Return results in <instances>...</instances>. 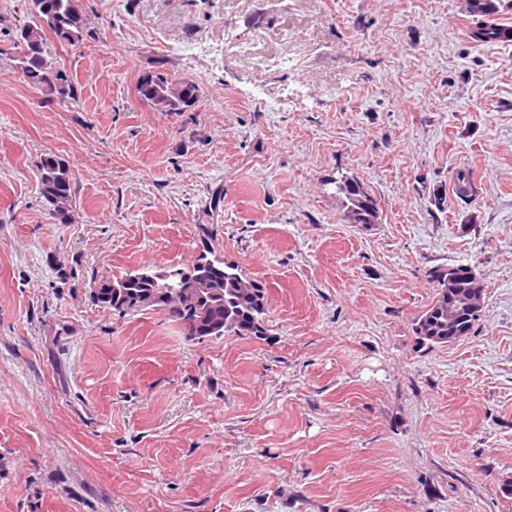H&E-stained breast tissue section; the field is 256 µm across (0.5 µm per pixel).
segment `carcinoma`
<instances>
[{
    "label": "carcinoma",
    "instance_id": "1",
    "mask_svg": "<svg viewBox=\"0 0 512 512\" xmlns=\"http://www.w3.org/2000/svg\"><path fill=\"white\" fill-rule=\"evenodd\" d=\"M31 17L13 29V49L16 67L32 81L44 79L48 72L49 48L46 32L69 45H75L88 35V19L75 0H30ZM139 97L151 104L158 112H185L198 99L196 85L154 73L150 81H138ZM39 189L42 197L52 207L54 217L65 224L70 220L73 208L71 173L63 160L46 157L40 167ZM347 205L346 216L352 224H374L379 218L376 200L364 191L361 184H344L341 187ZM209 270V296L205 301L204 314L195 318L194 306L182 301L165 305L163 311L178 323L187 336L194 339L221 338L229 335L263 336L268 313L267 288L255 279L242 275L235 266L214 257ZM124 276L99 280L96 298L111 308H119L118 295L129 300L148 292L153 287L149 279L132 283L117 290L112 283H120ZM436 283L432 302L417 316L414 334L424 345L448 343V323L455 320L466 326L471 333L480 315L469 310V286L464 280L455 285L453 296H448V269L434 273Z\"/></svg>",
    "mask_w": 512,
    "mask_h": 512
}]
</instances>
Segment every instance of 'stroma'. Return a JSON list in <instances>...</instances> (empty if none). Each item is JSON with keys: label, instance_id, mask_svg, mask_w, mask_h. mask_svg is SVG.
Here are the masks:
<instances>
[{"label": "stroma", "instance_id": "1", "mask_svg": "<svg viewBox=\"0 0 512 512\" xmlns=\"http://www.w3.org/2000/svg\"><path fill=\"white\" fill-rule=\"evenodd\" d=\"M76 2L64 100L18 72L29 4L0 0V512H512V40L476 39L470 0ZM245 39L296 68L246 66ZM148 70L197 103L153 110ZM342 177L377 223L346 221ZM207 249L266 285V336L94 296ZM457 264L485 312L419 344ZM39 189L52 207L53 215L61 224L70 220L73 208L71 173L69 166L55 156L46 157L40 167Z\"/></svg>", "mask_w": 512, "mask_h": 512}]
</instances>
